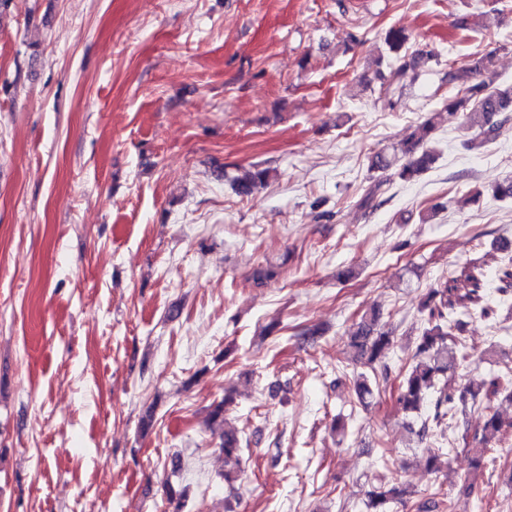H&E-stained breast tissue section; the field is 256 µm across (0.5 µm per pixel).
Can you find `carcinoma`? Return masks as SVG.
<instances>
[{"label":"carcinoma","mask_w":512,"mask_h":512,"mask_svg":"<svg viewBox=\"0 0 512 512\" xmlns=\"http://www.w3.org/2000/svg\"><path fill=\"white\" fill-rule=\"evenodd\" d=\"M408 35L401 28L386 32L385 43L389 50L399 54L405 50ZM495 77L494 55L485 54L472 63L457 67L449 74L450 82L457 88L456 96L449 100V115L457 114L468 128L474 130L470 148L479 149L495 141L503 122L493 121L498 112L512 110V89H490ZM436 129L434 118L429 117L403 143L401 154L404 162L399 165L398 177L412 181L430 168L435 161L427 143ZM270 170L256 164L234 179L239 195L249 197L254 190L267 183ZM279 268L259 265L253 269L251 280L263 287L276 280ZM470 309L480 316H490L491 309L485 305V291L481 277L473 272L464 280L439 283L429 289L420 303V312L426 317V327L418 338L413 363L403 375L399 387L398 403L407 413L421 414L425 403L433 407L432 421L440 425L448 415L459 409L466 411L468 404H476L482 393L506 394L512 399V377L505 383L469 380L455 389L448 386V374H456L459 367L453 348L465 331L467 322L457 313V308ZM393 344L391 332L381 325L380 310L373 307L361 315L352 332L350 346L356 361L371 366L382 353ZM231 402L229 396L209 406L207 421L210 426L222 429L219 451L224 455V482H235L241 473V439L236 432L226 429L224 412ZM512 430V419L506 421L497 413L484 417L481 435L474 436L473 475L481 471L485 455L491 446L501 442L506 430ZM404 490L392 484L379 487L368 494L365 503L367 512H388L390 505L402 501Z\"/></svg>","instance_id":"cac0c4a2"}]
</instances>
